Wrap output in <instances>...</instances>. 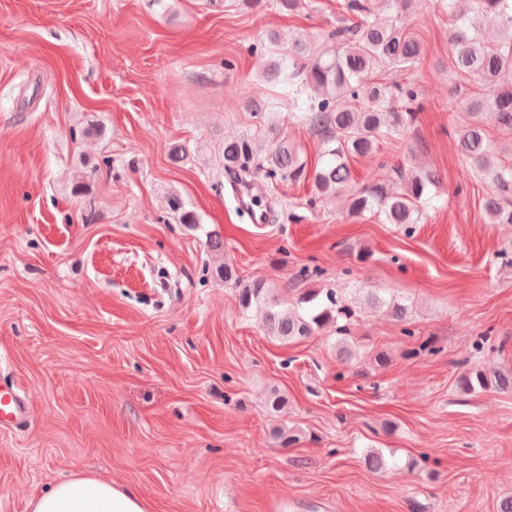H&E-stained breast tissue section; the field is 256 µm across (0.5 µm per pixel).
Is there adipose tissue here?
<instances>
[{
    "instance_id": "adipose-tissue-1",
    "label": "adipose tissue",
    "mask_w": 512,
    "mask_h": 512,
    "mask_svg": "<svg viewBox=\"0 0 512 512\" xmlns=\"http://www.w3.org/2000/svg\"><path fill=\"white\" fill-rule=\"evenodd\" d=\"M32 512H148L133 488L114 485L89 474L62 481L33 500Z\"/></svg>"
}]
</instances>
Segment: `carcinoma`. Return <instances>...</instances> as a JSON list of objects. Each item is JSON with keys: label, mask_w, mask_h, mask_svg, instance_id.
I'll return each instance as SVG.
<instances>
[{"label": "carcinoma", "mask_w": 512, "mask_h": 512, "mask_svg": "<svg viewBox=\"0 0 512 512\" xmlns=\"http://www.w3.org/2000/svg\"><path fill=\"white\" fill-rule=\"evenodd\" d=\"M413 0H342L340 8L352 22L330 31L315 47L303 36H288L283 46L275 37L265 45L270 62L264 72L267 81L287 97L297 123L319 136L321 164L308 169L298 148L281 133L272 120V109L261 102L251 108L264 121L262 137L242 135L224 140L220 163L234 186L252 194L256 206H264L269 219L280 205L271 187L280 182L296 184L312 179L314 190L302 203L315 211L331 196H346L349 214L365 213L385 224H399L412 232L428 211L434 208L431 173L397 165L388 183L358 185L352 178L349 159L377 152L384 139H396L413 126L421 111L415 83H382L381 72L417 68L424 48L402 23ZM440 14L453 25L448 65L474 91L459 102L458 111L466 120L455 128L459 159L489 187L483 210L491 224H512V162L502 160L489 138L486 121L512 132V86L503 88L499 78L512 71V0H437ZM495 19L500 39L485 40L481 33L485 18ZM182 224L199 226L196 213L184 207L175 196L168 198ZM224 282L238 284V301L248 310L265 311L263 328L279 341L309 338L332 327L336 332L339 357L353 356L350 326L356 317L357 301L334 291L309 289L299 302L311 305L309 313L282 305L262 280L242 283L235 267L219 270ZM367 303L384 307L403 323L402 334L412 338L415 331L405 324L408 307L395 296L388 298L370 292ZM458 387L477 393L490 387L512 391V374L490 373L474 367L461 373Z\"/></svg>", "instance_id": "cac0c4a2"}]
</instances>
